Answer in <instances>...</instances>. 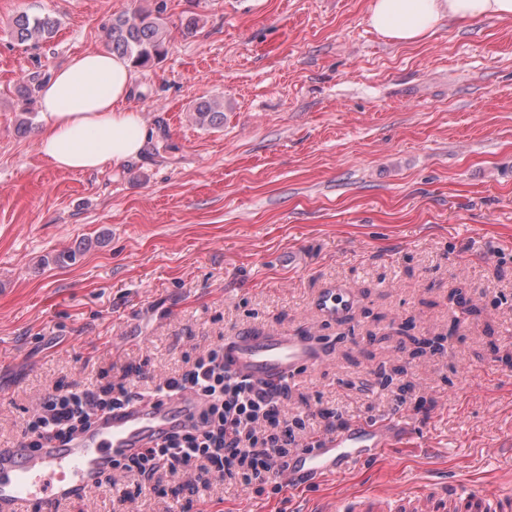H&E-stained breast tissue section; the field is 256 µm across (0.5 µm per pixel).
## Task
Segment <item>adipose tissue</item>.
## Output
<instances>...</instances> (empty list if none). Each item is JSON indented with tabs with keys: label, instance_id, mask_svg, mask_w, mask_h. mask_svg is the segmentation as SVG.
Returning <instances> with one entry per match:
<instances>
[{
	"label": "adipose tissue",
	"instance_id": "adipose-tissue-1",
	"mask_svg": "<svg viewBox=\"0 0 512 512\" xmlns=\"http://www.w3.org/2000/svg\"><path fill=\"white\" fill-rule=\"evenodd\" d=\"M512 20V0H373L367 21L396 43L421 42L445 22ZM134 70L106 50L52 71L39 89V153L54 167L86 172L138 158L154 131L126 101Z\"/></svg>",
	"mask_w": 512,
	"mask_h": 512
}]
</instances>
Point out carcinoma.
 Listing matches in <instances>:
<instances>
[{"mask_svg":"<svg viewBox=\"0 0 512 512\" xmlns=\"http://www.w3.org/2000/svg\"><path fill=\"white\" fill-rule=\"evenodd\" d=\"M58 27V20L49 14L21 12L11 20L12 35L21 43L50 39ZM107 37L112 52L130 60L135 67H145L165 54V24L160 14L141 5L114 18L107 28ZM192 116L202 127H218L224 124V102L202 99L193 105Z\"/></svg>","mask_w":512,"mask_h":512,"instance_id":"1","label":"carcinoma"}]
</instances>
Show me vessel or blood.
I'll use <instances>...</instances> for the list:
<instances>
[{
    "mask_svg": "<svg viewBox=\"0 0 512 512\" xmlns=\"http://www.w3.org/2000/svg\"><path fill=\"white\" fill-rule=\"evenodd\" d=\"M352 296L330 288L318 300L319 309L342 317L352 307ZM325 348L314 336L301 333L245 331L224 341V364L233 373L256 382L278 384L318 365ZM198 411L189 392L159 402L140 403L97 417L88 429L65 444L52 442L32 448L27 438L0 448V512H54L56 505L80 497L112 472V463L139 455L188 424ZM402 417L377 422L356 421L322 437L321 448L298 450L279 474L287 484L310 476L343 474L347 467L369 460L385 447ZM471 492L457 490L451 497L431 498L425 491L400 497L398 512H468Z\"/></svg>",
    "mask_w": 512,
    "mask_h": 512,
    "instance_id": "vessel-or-blood-1",
    "label": "vessel or blood"
}]
</instances>
